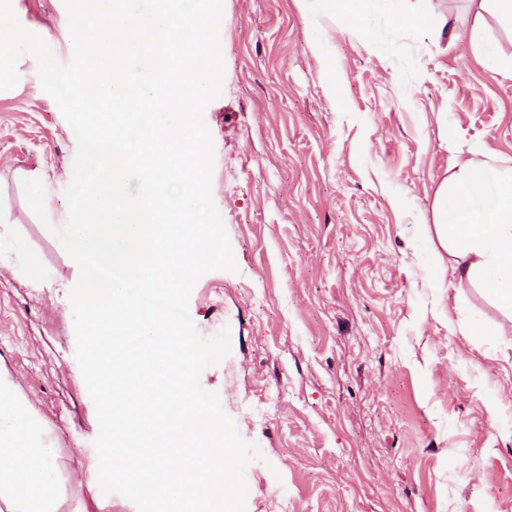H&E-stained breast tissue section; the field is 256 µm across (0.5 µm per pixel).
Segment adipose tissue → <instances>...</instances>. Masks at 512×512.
<instances>
[{"instance_id": "1", "label": "adipose tissue", "mask_w": 512, "mask_h": 512, "mask_svg": "<svg viewBox=\"0 0 512 512\" xmlns=\"http://www.w3.org/2000/svg\"><path fill=\"white\" fill-rule=\"evenodd\" d=\"M341 25L358 28L367 10L409 26L426 23L425 14L405 9L402 0H328ZM450 38L466 43L488 68L512 75V54L485 41L479 27L451 28ZM468 157L439 185L433 202V227L455 262L459 286L481 290L503 313L490 331L512 332V167L496 166L470 144ZM47 430L18 385L0 371V512H61L70 473L58 464L46 442Z\"/></svg>"}]
</instances>
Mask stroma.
Here are the masks:
<instances>
[{"mask_svg": "<svg viewBox=\"0 0 512 512\" xmlns=\"http://www.w3.org/2000/svg\"><path fill=\"white\" fill-rule=\"evenodd\" d=\"M27 30L73 57L63 0H14ZM426 9L512 53V29L480 0ZM324 0H223V91L205 109L211 193L236 272L194 286L201 336L231 331L203 370L239 435L262 453L246 470V512H512V335L477 289L459 288L431 231L458 137L512 167V79L447 31L369 13L347 29ZM319 40L312 52L309 40ZM340 100L320 81L323 59ZM20 94L0 96V237L41 273L0 261V368L18 383L76 475L65 512H138L90 468L99 433L75 358L69 298L79 267L65 224L77 141L21 58ZM43 171L52 226L25 204Z\"/></svg>", "mask_w": 512, "mask_h": 512, "instance_id": "35a3bbf8", "label": "stroma"}]
</instances>
